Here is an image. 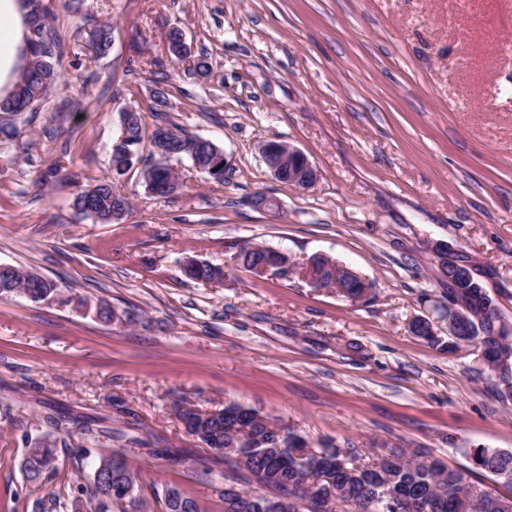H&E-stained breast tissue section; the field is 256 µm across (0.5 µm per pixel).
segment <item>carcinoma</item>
Listing matches in <instances>:
<instances>
[{
  "label": "carcinoma",
  "instance_id": "cac0c4a2",
  "mask_svg": "<svg viewBox=\"0 0 512 512\" xmlns=\"http://www.w3.org/2000/svg\"><path fill=\"white\" fill-rule=\"evenodd\" d=\"M31 15L30 59L24 68L14 92L0 99V124L14 130L31 127L38 111L22 112L25 102L32 99L39 105L48 97L61 78L60 59L64 54L61 42L52 30L50 12L43 0H28ZM182 29L173 27L167 32V50L178 61H192V70L199 76L210 72V63L204 54L196 55L184 49L179 42ZM111 28L92 24L83 31L81 50L90 59L105 56L111 49ZM173 138L168 154L173 160L186 157L192 167L212 179L210 165L224 150L208 142L194 150L195 138L175 127L169 128ZM149 144L152 160L141 167L144 183L162 186L172 178V170L158 165L153 136L147 134L146 116L135 113V133L129 140L112 145L110 164L120 157H142L144 144ZM124 171L109 173L97 183L79 191L73 197V207L86 202L93 204V220L100 224L112 223V195L117 191L116 181ZM269 248L261 245L244 246L235 254L237 262L255 272ZM341 288L340 295L358 300L363 292L359 281L350 278L341 264H336ZM224 274L207 264L203 271H186V279L198 282ZM23 281L20 291H31L30 301H40L47 284L57 281L47 278L24 281V271H0V297H14L18 292L9 286L11 277ZM448 300L463 301L462 315L470 332L465 336L445 338L435 336L419 323L411 324L416 337L433 345L456 350L462 346L474 347L482 360L478 377L496 387L504 400L512 399V330L501 321V316L481 285L475 281L469 287L448 289ZM197 440L207 446L216 459L224 462V470L203 469L199 482L209 488L211 499L224 504V512H258L249 500V492L261 491L268 497H282L303 487L327 490L340 503L339 512H512V497H500L476 487L472 482L473 469L484 470L506 485H512V451L496 448H464L468 457H477L475 468L454 469L438 459L418 453L395 451L380 462L366 465L358 462L357 453L333 443L314 445L294 430L269 421L259 412L231 403L219 418H210L199 425ZM21 468L27 482L39 488L56 476V442L47 433L26 442ZM110 473L114 479H123L133 486V507L109 503L97 496L98 473ZM152 499L142 494L139 474L132 470L122 452H100L92 465L91 482L68 491L66 497L55 492L36 501L38 512H200L197 500L184 490L167 484L151 486Z\"/></svg>",
  "mask_w": 512,
  "mask_h": 512
}]
</instances>
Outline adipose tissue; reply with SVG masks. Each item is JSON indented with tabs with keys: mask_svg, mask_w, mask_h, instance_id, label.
Returning a JSON list of instances; mask_svg holds the SVG:
<instances>
[{
	"mask_svg": "<svg viewBox=\"0 0 512 512\" xmlns=\"http://www.w3.org/2000/svg\"><path fill=\"white\" fill-rule=\"evenodd\" d=\"M28 21L25 0H0V98L14 91L30 57L26 41Z\"/></svg>",
	"mask_w": 512,
	"mask_h": 512,
	"instance_id": "obj_1",
	"label": "adipose tissue"
}]
</instances>
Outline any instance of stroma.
I'll return each mask as SVG.
<instances>
[{
	"instance_id": "1",
	"label": "stroma",
	"mask_w": 512,
	"mask_h": 512,
	"mask_svg": "<svg viewBox=\"0 0 512 512\" xmlns=\"http://www.w3.org/2000/svg\"><path fill=\"white\" fill-rule=\"evenodd\" d=\"M62 74L32 130L0 145V264L132 313L131 325L22 297L0 299V512H35L25 440L70 417L45 492L91 480L80 424L120 430L144 486L166 482L201 512H224L194 473L219 469L184 434L173 405L234 401L365 461L421 451L449 467L467 448L512 451V400L477 379L474 349L413 336L448 324L451 246L512 324V0H50ZM112 27L100 59L80 55L89 24ZM184 31L208 78L167 52ZM168 94L149 115L156 88ZM208 139L223 183L181 160L183 189L160 200L138 171L119 189L120 224L79 214L78 188L106 176L119 110ZM301 150L320 177L275 179L257 146ZM274 199L278 211L255 205ZM259 244L303 262L322 253L372 285L354 302L303 274L258 277L234 259ZM220 266L187 281L186 260Z\"/></svg>"
}]
</instances>
